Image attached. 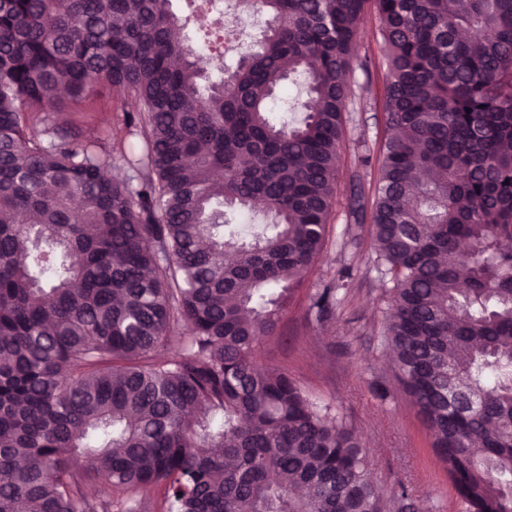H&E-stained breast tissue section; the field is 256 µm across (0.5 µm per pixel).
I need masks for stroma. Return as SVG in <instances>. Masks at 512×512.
<instances>
[{"mask_svg":"<svg viewBox=\"0 0 512 512\" xmlns=\"http://www.w3.org/2000/svg\"><path fill=\"white\" fill-rule=\"evenodd\" d=\"M379 19L368 12L349 76L351 96L345 114L338 187L329 241L306 286L290 305L279 338L263 340L260 363L286 369L314 397L344 415L372 458V476L386 494L400 486L412 490L420 512H463V504L431 447L429 432L409 398L396 390L388 356L379 336L387 297L369 260L370 222L356 223L354 202L371 204L375 169L360 157L387 138L383 92L386 61L378 35ZM351 282L339 293L332 320L308 317V296L337 282L344 267ZM390 387L379 400L377 385Z\"/></svg>","mask_w":512,"mask_h":512,"instance_id":"1","label":"stroma"}]
</instances>
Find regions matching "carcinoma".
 I'll return each instance as SVG.
<instances>
[{"label":"carcinoma","mask_w":512,"mask_h":512,"mask_svg":"<svg viewBox=\"0 0 512 512\" xmlns=\"http://www.w3.org/2000/svg\"><path fill=\"white\" fill-rule=\"evenodd\" d=\"M188 6L0 0V512H143L154 489L161 512H392L347 423L255 360L326 244L371 8L398 131L381 336L465 512H512V0H252L263 37L231 67ZM105 93L137 142L56 121ZM335 305L309 296L319 322ZM302 79L297 77L294 81H287L278 91L277 98L271 103L273 112L277 115L289 117V113L297 112L294 107L301 96Z\"/></svg>","instance_id":"cac0c4a2"}]
</instances>
